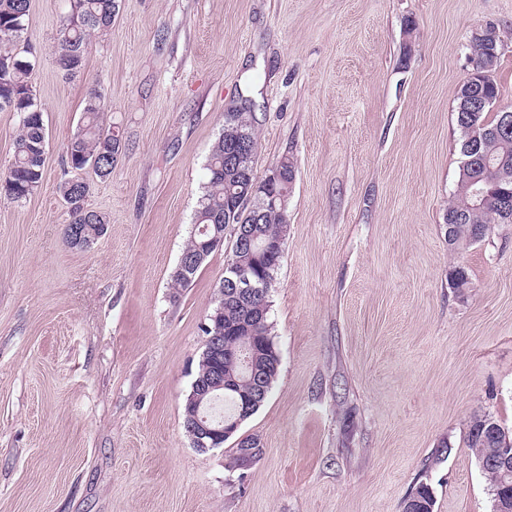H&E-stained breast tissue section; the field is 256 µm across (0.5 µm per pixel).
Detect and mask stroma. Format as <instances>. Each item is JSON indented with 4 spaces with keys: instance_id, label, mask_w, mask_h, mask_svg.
Here are the masks:
<instances>
[{
    "instance_id": "stroma-1",
    "label": "stroma",
    "mask_w": 512,
    "mask_h": 512,
    "mask_svg": "<svg viewBox=\"0 0 512 512\" xmlns=\"http://www.w3.org/2000/svg\"><path fill=\"white\" fill-rule=\"evenodd\" d=\"M69 9L30 0L45 171L0 200V512H402L423 483L434 512H493L467 435L483 412L512 432V224L453 252L444 215L455 95L489 24L512 106V0H118L73 77L53 54ZM92 87L119 149L87 198L106 230L76 249L58 185ZM247 99L258 176L288 156L296 180L270 296L280 370L238 467L183 427L231 243L169 283Z\"/></svg>"
}]
</instances>
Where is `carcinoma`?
Listing matches in <instances>:
<instances>
[{"mask_svg":"<svg viewBox=\"0 0 512 512\" xmlns=\"http://www.w3.org/2000/svg\"><path fill=\"white\" fill-rule=\"evenodd\" d=\"M30 0H0V64L8 62L11 70L0 74V111L15 112L19 125L13 138V160L8 172L0 177V199L19 202L28 198L42 181L45 164L46 128L43 112L38 107L30 76L33 64L17 50L24 41L25 21ZM117 0H73L71 13L61 19L60 34L56 45V63L63 72L78 74L83 69L90 38L95 32H103L112 25L116 14ZM502 33L488 40L474 37L472 54L475 67H480L489 57H499ZM255 102L247 99L244 104L224 113V123L231 126L238 138L249 146V152L237 162L226 160L234 149V142L221 136L215 142L205 166L206 180L198 207L193 217V229L182 255L193 262L204 249V242L224 235L227 228L236 229L233 235L232 257L252 268L261 280L260 294L251 301H242L234 296V289L224 286V308L213 309L206 327L224 329V349L234 348L241 336H253L256 341V366L265 376L266 392H271L279 373L280 354L271 336L268 316L270 293L275 285L283 255L281 250H265L264 246L284 241L288 235L287 208L281 205L258 206L250 200V188L256 183V165L259 142L254 126L252 109ZM104 110L101 94L92 89L85 98L83 124L66 145L67 167L73 171L88 168V159L96 156L100 166L93 169L99 178L112 173V158L117 152L112 133L100 125V114ZM480 119L486 124L489 134L485 137L481 153L483 164L476 169L459 172L456 189L445 215L450 238L448 249L459 251L482 240L492 224H512V208L505 211L500 204L502 189L512 190V182H500L498 167L507 163L512 168V129L498 131L499 114L484 112ZM284 181L278 185V193L288 196L292 190L291 179L295 177L293 162L284 158L278 162ZM61 196H69L67 223L78 224L86 239L94 242L104 232L105 217L87 205L90 186L81 178L69 177L59 185ZM199 268L181 271L174 269L170 276V287L188 288L193 283ZM455 292L463 294L470 287V279L462 266L449 273ZM226 374L238 376L235 390L213 391L197 409L199 416L207 418L215 426L226 418L234 417L240 394L255 388L247 374L238 371L236 364L227 358L217 361L210 356L198 360L194 378L207 380L215 368ZM490 419L497 422L491 413L474 416L470 422L467 443L477 459L497 454L500 448H512V435L502 431L499 438L486 441L480 431L482 422ZM484 474L489 482L492 501L502 496L512 497V469L486 468ZM434 500L428 486L422 484L406 499L405 512H429Z\"/></svg>","mask_w":512,"mask_h":512,"instance_id":"carcinoma-1","label":"carcinoma"}]
</instances>
